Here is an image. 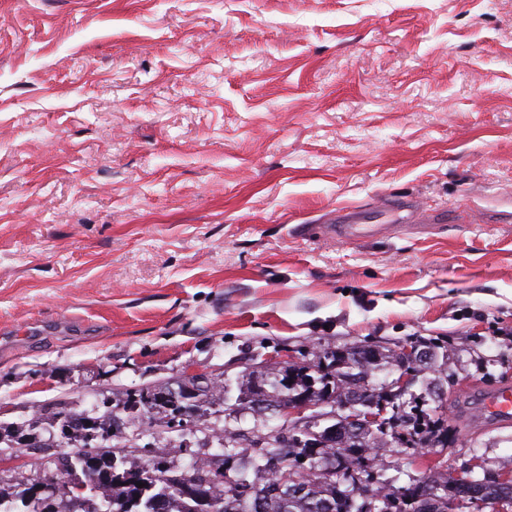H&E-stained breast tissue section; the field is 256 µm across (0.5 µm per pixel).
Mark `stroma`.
<instances>
[{
  "instance_id": "1",
  "label": "stroma",
  "mask_w": 512,
  "mask_h": 512,
  "mask_svg": "<svg viewBox=\"0 0 512 512\" xmlns=\"http://www.w3.org/2000/svg\"><path fill=\"white\" fill-rule=\"evenodd\" d=\"M408 198L443 222L412 229ZM363 205L393 235L315 234ZM426 342L448 445L393 443L366 484L429 464L512 471V0H0V494L56 486L54 412L111 401L138 468L252 436L243 375ZM195 377L178 425L126 410ZM482 413L493 419H512V386H498L480 399Z\"/></svg>"
}]
</instances>
